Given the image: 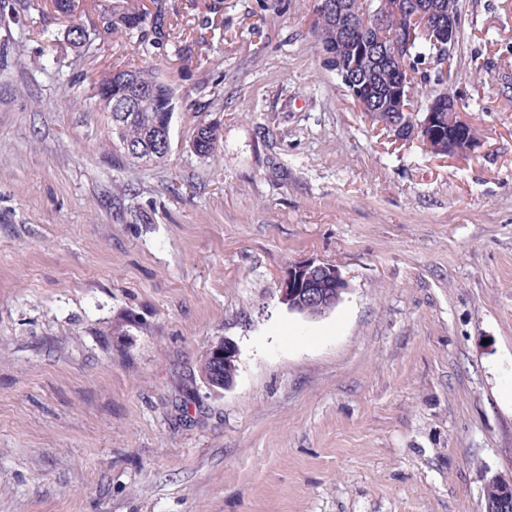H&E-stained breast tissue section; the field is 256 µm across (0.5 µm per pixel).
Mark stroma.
Listing matches in <instances>:
<instances>
[{
  "label": "stroma",
  "instance_id": "35a3bbf8",
  "mask_svg": "<svg viewBox=\"0 0 512 512\" xmlns=\"http://www.w3.org/2000/svg\"><path fill=\"white\" fill-rule=\"evenodd\" d=\"M167 0L192 57L0 21V512H486L512 481V0H459L443 85L482 145L391 143L324 63L314 0ZM156 64L157 163L94 79ZM222 144L202 158L197 124ZM349 291L307 318L294 262ZM238 347L228 390L200 364ZM348 290L336 266L314 259L288 265L280 278L279 301L292 312L319 317L331 311ZM493 485L484 490L485 499H494L496 497V488L498 489L497 497L490 503L487 500L488 512H512V483L493 478L488 481L485 488ZM496 488H495V487Z\"/></svg>",
  "mask_w": 512,
  "mask_h": 512
}]
</instances>
